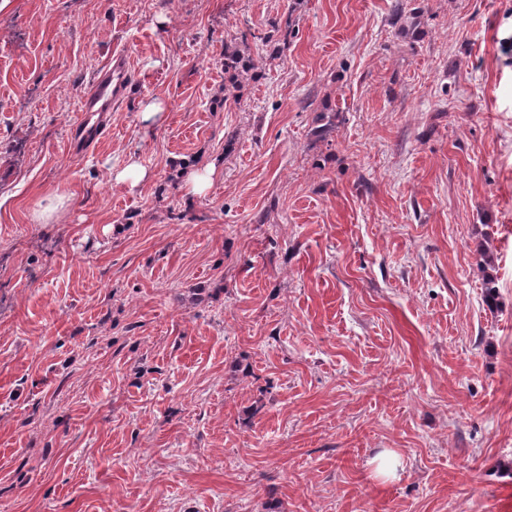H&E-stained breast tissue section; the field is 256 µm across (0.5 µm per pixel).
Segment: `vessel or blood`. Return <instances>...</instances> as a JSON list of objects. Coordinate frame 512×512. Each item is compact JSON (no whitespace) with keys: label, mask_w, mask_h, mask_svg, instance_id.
Wrapping results in <instances>:
<instances>
[{"label":"vessel or blood","mask_w":512,"mask_h":512,"mask_svg":"<svg viewBox=\"0 0 512 512\" xmlns=\"http://www.w3.org/2000/svg\"><path fill=\"white\" fill-rule=\"evenodd\" d=\"M127 88L125 77L117 76L115 67L105 66L99 73L81 107L86 121L78 133V139L83 147H91L103 134L113 100L126 93Z\"/></svg>","instance_id":"1"}]
</instances>
